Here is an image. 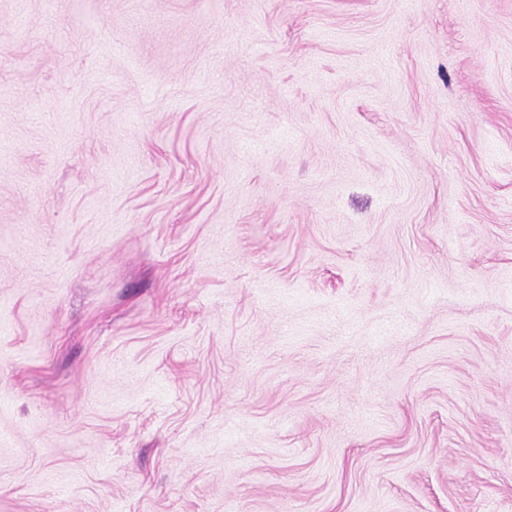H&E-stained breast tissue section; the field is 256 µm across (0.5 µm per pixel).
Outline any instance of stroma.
Returning <instances> with one entry per match:
<instances>
[{
    "label": "stroma",
    "mask_w": 512,
    "mask_h": 512,
    "mask_svg": "<svg viewBox=\"0 0 512 512\" xmlns=\"http://www.w3.org/2000/svg\"><path fill=\"white\" fill-rule=\"evenodd\" d=\"M0 512H512V0H0Z\"/></svg>",
    "instance_id": "1"
}]
</instances>
